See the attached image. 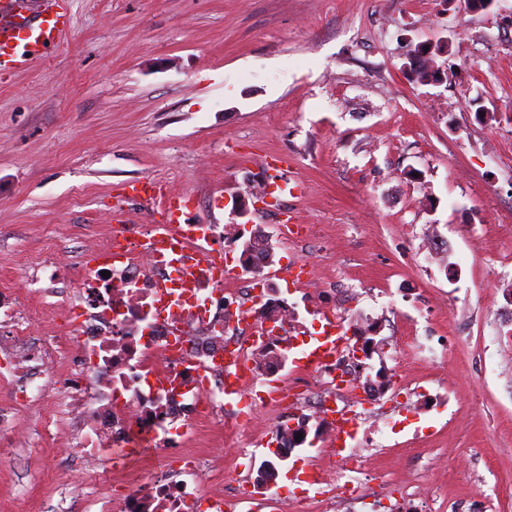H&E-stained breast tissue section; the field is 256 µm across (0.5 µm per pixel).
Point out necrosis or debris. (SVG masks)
<instances>
[{
  "label": "necrosis or debris",
  "mask_w": 512,
  "mask_h": 512,
  "mask_svg": "<svg viewBox=\"0 0 512 512\" xmlns=\"http://www.w3.org/2000/svg\"><path fill=\"white\" fill-rule=\"evenodd\" d=\"M157 231L154 224L122 226L120 250L86 244L89 262L72 284L73 329L66 339L24 343L32 322L20 307L29 288L0 295V334L20 339L7 350V376L28 402L66 385L70 423L54 438L71 448L77 465L99 474L75 486L70 512H248L251 493L215 491L193 447L198 421H223L224 392L238 386L244 409L224 433L235 447L236 470L252 466L249 426L256 406L277 415L271 446L278 451L288 445V425L279 418L284 403L312 406L324 465L305 470L302 492L273 485L263 498L334 512L368 468L367 457L353 448L364 420L360 349L334 289L310 276L285 284L260 278L269 258L259 248L241 252L234 267L216 277L196 248L204 241L223 252L219 225H178L176 253L156 252ZM191 268L197 285L186 288ZM298 291L308 301L301 313L286 300ZM333 329L341 343L331 358L304 364L289 357L299 337ZM64 349L71 360L63 368ZM139 443L163 464L144 482L118 485L116 474Z\"/></svg>",
  "instance_id": "necrosis-or-debris-1"
}]
</instances>
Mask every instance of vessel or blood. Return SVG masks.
Here are the masks:
<instances>
[{
  "label": "vessel or blood",
  "mask_w": 512,
  "mask_h": 512,
  "mask_svg": "<svg viewBox=\"0 0 512 512\" xmlns=\"http://www.w3.org/2000/svg\"><path fill=\"white\" fill-rule=\"evenodd\" d=\"M71 27L66 0H0V70L22 67L27 54L57 45Z\"/></svg>",
  "instance_id": "obj_1"
}]
</instances>
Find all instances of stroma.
<instances>
[{
    "mask_svg": "<svg viewBox=\"0 0 512 512\" xmlns=\"http://www.w3.org/2000/svg\"><path fill=\"white\" fill-rule=\"evenodd\" d=\"M70 32L0 71V278L112 241L115 214L159 220L121 189L154 180L193 200L186 221L322 226L327 252L289 239L275 263L305 261L360 290L372 313L366 364L393 415L372 469L437 489L453 512H512V300L482 297L483 256L512 273V0H67ZM439 82L411 78L410 60ZM288 159L300 196L264 201L245 184ZM439 233L444 249L424 259ZM441 336L452 383L403 395L387 384V337ZM0 377V512H48L84 482L67 448L46 449L54 399L15 403ZM199 448L222 487L240 475L224 429Z\"/></svg>",
    "mask_w": 512,
    "mask_h": 512,
    "instance_id": "obj_1",
    "label": "stroma"
}]
</instances>
